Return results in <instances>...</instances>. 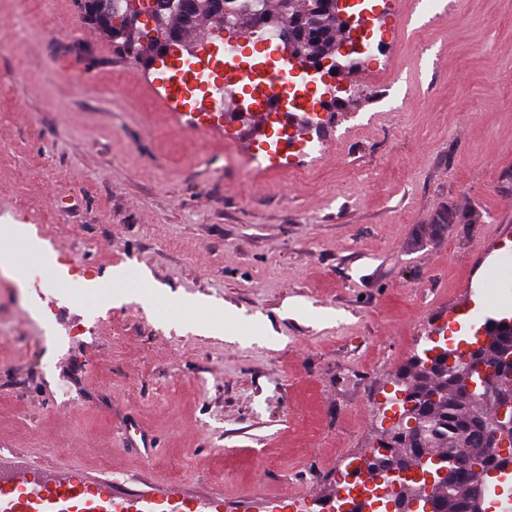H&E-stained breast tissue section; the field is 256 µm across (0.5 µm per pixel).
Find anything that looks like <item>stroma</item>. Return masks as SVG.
<instances>
[{"mask_svg":"<svg viewBox=\"0 0 512 512\" xmlns=\"http://www.w3.org/2000/svg\"><path fill=\"white\" fill-rule=\"evenodd\" d=\"M361 3L353 103L282 156L271 123L180 125L77 0L42 28L0 0L1 471L320 512L399 370L512 318V0ZM31 258L56 287L15 280ZM128 415L151 457L122 448Z\"/></svg>","mask_w":512,"mask_h":512,"instance_id":"stroma-1","label":"stroma"}]
</instances>
